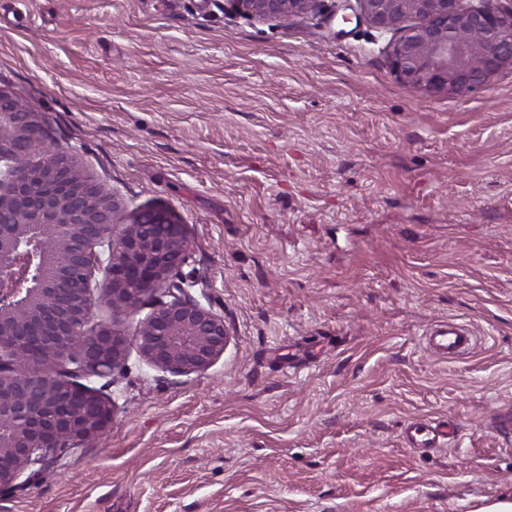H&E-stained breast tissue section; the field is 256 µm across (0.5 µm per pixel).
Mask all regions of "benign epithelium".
<instances>
[{
  "label": "benign epithelium",
  "mask_w": 512,
  "mask_h": 512,
  "mask_svg": "<svg viewBox=\"0 0 512 512\" xmlns=\"http://www.w3.org/2000/svg\"><path fill=\"white\" fill-rule=\"evenodd\" d=\"M259 22L306 15L320 0H226ZM357 22L391 32L388 60L410 90L465 96L512 69V7L496 0H357ZM49 138L42 113L0 86V492L33 482L67 449L112 423L113 403L74 377L103 376L126 358L112 325L92 334L97 248L108 251L104 300L113 310L149 305L137 336L152 368L189 375L224 354V319L192 299L182 273L191 241L170 210L126 213L123 201L63 151L51 164L21 160ZM28 352L29 370L17 368Z\"/></svg>",
  "instance_id": "benign-epithelium-1"
}]
</instances>
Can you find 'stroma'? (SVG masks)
<instances>
[{"instance_id":"stroma-1","label":"stroma","mask_w":512,"mask_h":512,"mask_svg":"<svg viewBox=\"0 0 512 512\" xmlns=\"http://www.w3.org/2000/svg\"><path fill=\"white\" fill-rule=\"evenodd\" d=\"M390 34L224 0H0V85L128 208L192 239L208 370L140 357L88 384L111 427L0 512H483L512 502V70L409 91ZM466 325L470 353L426 343ZM454 423L440 448L403 430Z\"/></svg>"}]
</instances>
